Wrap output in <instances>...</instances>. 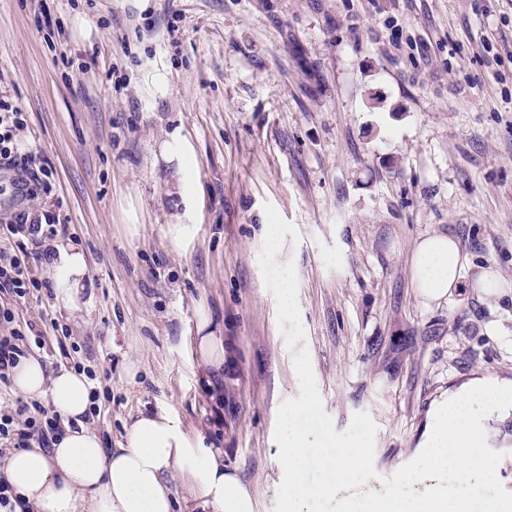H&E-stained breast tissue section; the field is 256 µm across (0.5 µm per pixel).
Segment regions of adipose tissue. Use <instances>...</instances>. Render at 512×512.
<instances>
[{
    "mask_svg": "<svg viewBox=\"0 0 512 512\" xmlns=\"http://www.w3.org/2000/svg\"><path fill=\"white\" fill-rule=\"evenodd\" d=\"M166 162L182 173L178 191L185 206L195 200L191 174L195 167L189 142L180 136L162 143ZM465 258L458 238L435 233L420 239L411 256V282L428 306L441 304L460 287ZM56 302L67 310L79 307L88 280L85 254L73 239L53 245L46 265ZM13 385L30 398L50 397L62 416L80 419L90 405L84 375L62 368L48 371L37 358L22 359ZM180 473L190 484L200 512H257V500L238 474L224 466L223 449L187 433L168 411L139 414L122 447H103L89 429L64 433L48 450L23 448L5 461L0 475L14 494L34 512H175L168 477Z\"/></svg>",
    "mask_w": 512,
    "mask_h": 512,
    "instance_id": "1",
    "label": "adipose tissue"
}]
</instances>
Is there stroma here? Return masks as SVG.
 Here are the masks:
<instances>
[{"instance_id":"stroma-1","label":"stroma","mask_w":512,"mask_h":512,"mask_svg":"<svg viewBox=\"0 0 512 512\" xmlns=\"http://www.w3.org/2000/svg\"><path fill=\"white\" fill-rule=\"evenodd\" d=\"M0 98L53 170L31 207L59 215L90 270L78 312L44 288L17 321L43 331L50 370L94 372L106 447L166 409L274 512L277 412L300 386L259 266L267 202L300 235L276 260L295 264L324 409L339 432L358 412L377 425L370 487L420 453L443 395L512 386V292L474 287L490 268L512 283V0H0ZM175 132L197 164L178 247L180 173L159 154ZM436 232L469 263L427 306L410 258ZM203 318L224 339L215 391Z\"/></svg>"}]
</instances>
